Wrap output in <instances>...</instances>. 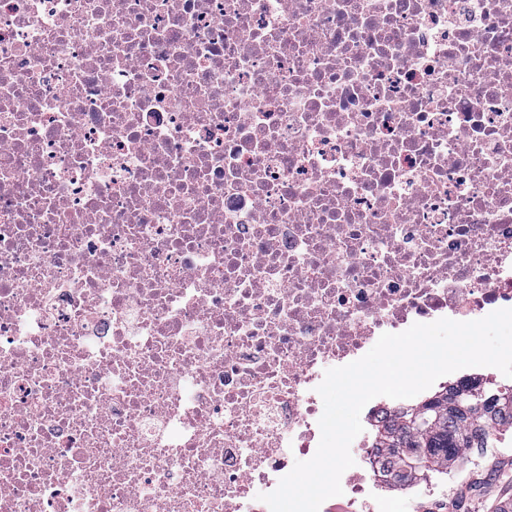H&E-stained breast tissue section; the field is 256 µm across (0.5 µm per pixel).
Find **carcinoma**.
I'll return each instance as SVG.
<instances>
[{"label":"carcinoma","instance_id":"1","mask_svg":"<svg viewBox=\"0 0 512 512\" xmlns=\"http://www.w3.org/2000/svg\"><path fill=\"white\" fill-rule=\"evenodd\" d=\"M483 383L463 378L428 399L399 409L376 426L373 448L384 457L401 484L419 480L404 451L426 450L427 474L443 476L475 448H488L503 434L512 435V387L505 395L477 408L450 406L451 397Z\"/></svg>","mask_w":512,"mask_h":512}]
</instances>
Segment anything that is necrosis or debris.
<instances>
[{"instance_id": "obj_1", "label": "necrosis or debris", "mask_w": 512, "mask_h": 512, "mask_svg": "<svg viewBox=\"0 0 512 512\" xmlns=\"http://www.w3.org/2000/svg\"><path fill=\"white\" fill-rule=\"evenodd\" d=\"M501 308L512 0H0V512H254L326 367Z\"/></svg>"}]
</instances>
